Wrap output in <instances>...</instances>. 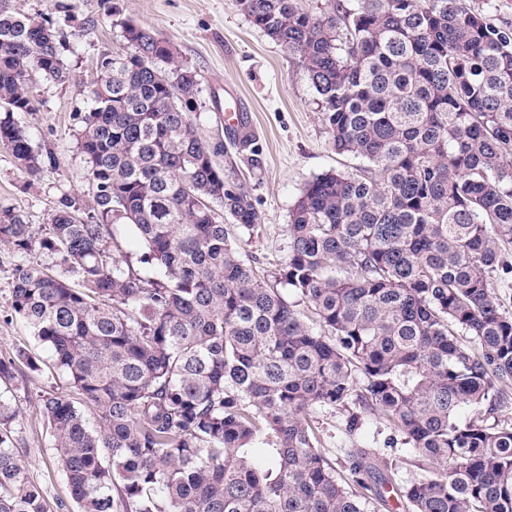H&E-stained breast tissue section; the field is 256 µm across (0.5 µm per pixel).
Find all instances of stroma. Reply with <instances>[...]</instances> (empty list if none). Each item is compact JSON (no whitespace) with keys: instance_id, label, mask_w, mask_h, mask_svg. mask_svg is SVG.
Segmentation results:
<instances>
[{"instance_id":"35a3bbf8","label":"stroma","mask_w":512,"mask_h":512,"mask_svg":"<svg viewBox=\"0 0 512 512\" xmlns=\"http://www.w3.org/2000/svg\"><path fill=\"white\" fill-rule=\"evenodd\" d=\"M72 14L65 28L62 54L74 78L55 84L34 77L36 109L18 113L33 144L51 150L57 164L35 178L20 171L0 147V206L24 215L36 232H44L62 194L81 196L92 207L88 167L78 147L87 94L98 59L125 53L119 28L104 16L100 0H68ZM122 17L153 27L173 43L198 73L201 92L191 114L198 136L223 144L216 163L225 184H241L250 193L260 222L240 235L242 252L269 283L280 284L288 258L290 211L301 191L316 175L329 170L354 171L358 158L334 151L332 138L318 110V95L298 60L254 26L236 0H112ZM232 93L245 103L254 135L250 147L230 142L225 112L217 101ZM18 256L0 249V357L24 349L41 360L40 369L18 364L4 398L15 412L16 446L30 476L45 491L50 512H77L70 488L58 468L54 440L37 399L54 390L70 393L67 377L54 370L49 351L11 309ZM348 413L322 408L312 415L326 457L344 470L351 448H380L390 435L375 411L362 413L361 426L347 432Z\"/></svg>"}]
</instances>
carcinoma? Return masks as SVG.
Listing matches in <instances>:
<instances>
[{
    "label": "carcinoma",
    "mask_w": 512,
    "mask_h": 512,
    "mask_svg": "<svg viewBox=\"0 0 512 512\" xmlns=\"http://www.w3.org/2000/svg\"><path fill=\"white\" fill-rule=\"evenodd\" d=\"M354 2L314 17L237 0L301 62L336 152L365 161L314 177L291 210L285 282L315 320L230 239L224 215L244 232L260 217L197 136V74L129 19L112 21L128 52L99 60L78 137L93 207L62 195L44 239L0 208V246L21 258L12 309L95 409L91 423L39 398L79 512H378L388 454L358 448L342 475L311 424L351 405L379 410L416 458L397 508L512 512V424L487 419L512 380V312L493 291L512 275V22L467 0ZM63 37L0 5V146L32 177L56 158L14 115L34 108L29 71L73 78ZM19 361L38 368L20 350L1 382ZM13 420L0 399V512H48Z\"/></svg>",
    "instance_id": "1"
}]
</instances>
